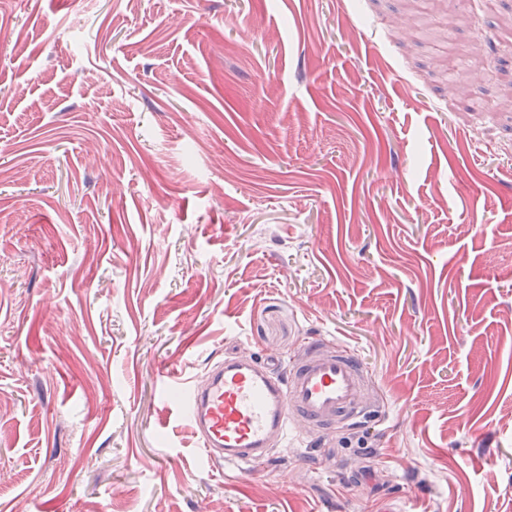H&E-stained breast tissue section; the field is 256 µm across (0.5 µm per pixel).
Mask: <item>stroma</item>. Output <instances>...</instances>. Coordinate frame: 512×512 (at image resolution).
Listing matches in <instances>:
<instances>
[{"label": "stroma", "instance_id": "stroma-1", "mask_svg": "<svg viewBox=\"0 0 512 512\" xmlns=\"http://www.w3.org/2000/svg\"><path fill=\"white\" fill-rule=\"evenodd\" d=\"M511 27L0 0V512H512ZM318 337L368 374L359 427L245 472L163 404L164 373Z\"/></svg>", "mask_w": 512, "mask_h": 512}]
</instances>
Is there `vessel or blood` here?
Listing matches in <instances>:
<instances>
[{"mask_svg":"<svg viewBox=\"0 0 512 512\" xmlns=\"http://www.w3.org/2000/svg\"><path fill=\"white\" fill-rule=\"evenodd\" d=\"M167 386L179 393V413L201 439L206 460L241 468L267 461L295 430L324 434L368 415L355 353L328 348L322 339L289 368L246 347L210 370L205 384L186 386L172 376Z\"/></svg>","mask_w":512,"mask_h":512,"instance_id":"1","label":"vessel or blood"}]
</instances>
